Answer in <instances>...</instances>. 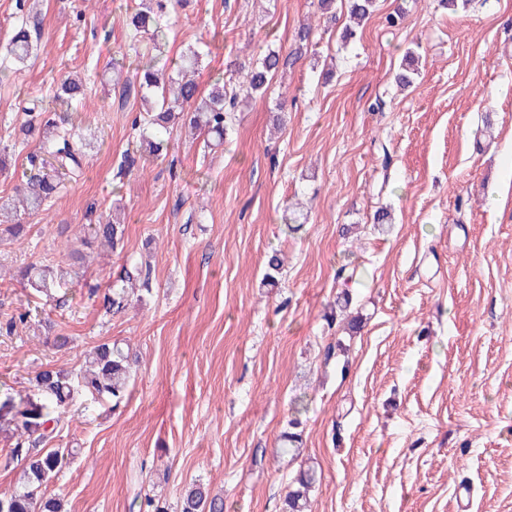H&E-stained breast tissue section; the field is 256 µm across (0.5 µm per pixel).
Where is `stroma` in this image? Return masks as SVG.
Returning a JSON list of instances; mask_svg holds the SVG:
<instances>
[{
    "label": "stroma",
    "mask_w": 512,
    "mask_h": 512,
    "mask_svg": "<svg viewBox=\"0 0 512 512\" xmlns=\"http://www.w3.org/2000/svg\"><path fill=\"white\" fill-rule=\"evenodd\" d=\"M122 2L39 0L38 56L17 66L15 0H0V147L27 96L70 74L86 84L70 110L89 143L81 176L0 244V319L37 318L0 335V395L32 394L39 369L79 368L103 342L139 356L119 406L87 397L61 414L50 445L78 454L50 492L66 512H129L140 492L174 512L196 481L224 512H281L310 467L309 512H459L461 485L471 512H512V0H377L346 43L318 0H184L161 50L139 49L161 67L197 48L202 89L231 61L289 51L300 24L313 45L240 107L222 150L175 125L166 157L119 179L141 109L112 82L132 37ZM410 49L419 75L401 89ZM92 207L125 225L117 249L68 294L20 284V267L65 260ZM381 207L394 222L377 228ZM274 252L283 268L265 286ZM144 262L151 293L106 313ZM345 294L353 335L336 313Z\"/></svg>",
    "instance_id": "35a3bbf8"
}]
</instances>
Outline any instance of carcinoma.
Wrapping results in <instances>:
<instances>
[{
    "mask_svg": "<svg viewBox=\"0 0 512 512\" xmlns=\"http://www.w3.org/2000/svg\"><path fill=\"white\" fill-rule=\"evenodd\" d=\"M180 0H141L132 17L136 35L146 34L159 48L166 33L162 20L172 15L170 7ZM375 0H348L350 21L360 25L374 11ZM313 27L304 23L295 34V48L283 54L269 49L262 58L249 67H241V90L244 98L266 94L275 72L293 66L312 41ZM40 39L38 24L29 17H19L8 42V53L17 63H27L37 50ZM202 56L196 50L171 62L172 73L155 68L151 59L134 52L130 64L135 66L136 84L124 83V91H134L148 109L133 121L140 142L148 153L159 157L168 151V143L160 138L171 123L180 120L195 134L207 135L217 144L224 142L232 112L236 111L239 97L225 90L224 79L218 77L209 92L204 93L196 81ZM85 96L81 80L65 77L57 87L52 102L55 107H29L14 127V140L24 144L33 139L34 149L27 156L29 170L21 176L15 195L0 197V242H17L26 236L24 219L49 210L59 193L62 182L78 174L84 167L87 143L79 124L57 107L67 106ZM125 229L111 219H101L83 225L82 246L114 250L122 241ZM85 255L77 250L68 254V263L56 266L31 263L20 269L18 278L37 292H48L68 284V278L78 276V267ZM150 271L135 267L122 277V286L112 288L109 308L121 311L130 296L148 290ZM30 312L21 311L0 322V331L12 335L28 323ZM137 361L128 347L116 342L95 346L79 369L47 368L34 379V394L20 402L10 396L0 401V432L15 440L6 463L23 462V478L9 492L0 495V512H65L63 499L47 494V487L75 455L72 448H42L40 444L54 438L59 417L56 410L77 396L90 395L95 399H112L120 403L128 390L132 367ZM314 476L301 470L294 477L282 501V512H307L309 492ZM177 512H224V501L210 495L200 483L184 489L177 503Z\"/></svg>",
    "mask_w": 512,
    "mask_h": 512,
    "instance_id": "obj_1",
    "label": "carcinoma"
}]
</instances>
